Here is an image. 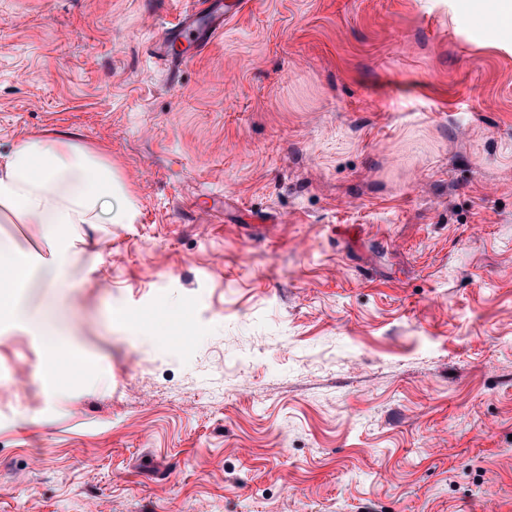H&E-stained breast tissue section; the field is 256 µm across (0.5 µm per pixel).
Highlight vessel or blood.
<instances>
[{"label":"vessel or blood","mask_w":512,"mask_h":512,"mask_svg":"<svg viewBox=\"0 0 512 512\" xmlns=\"http://www.w3.org/2000/svg\"><path fill=\"white\" fill-rule=\"evenodd\" d=\"M238 8L237 0H198L168 30L166 44L157 51L159 57L174 58L173 47L181 43L199 50L207 46L224 29V22Z\"/></svg>","instance_id":"vessel-or-blood-1"}]
</instances>
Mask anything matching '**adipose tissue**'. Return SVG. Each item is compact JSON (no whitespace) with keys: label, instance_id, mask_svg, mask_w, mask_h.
<instances>
[{"label":"adipose tissue","instance_id":"obj_1","mask_svg":"<svg viewBox=\"0 0 512 512\" xmlns=\"http://www.w3.org/2000/svg\"><path fill=\"white\" fill-rule=\"evenodd\" d=\"M137 214L111 161L76 141L25 138L0 159V222L36 225L44 243L36 252L0 249V267L9 268L15 284L44 268L51 287H64L78 255L73 227L131 224Z\"/></svg>","mask_w":512,"mask_h":512}]
</instances>
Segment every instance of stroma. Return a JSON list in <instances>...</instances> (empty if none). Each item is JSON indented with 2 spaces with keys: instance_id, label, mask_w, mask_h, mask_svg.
<instances>
[{
  "instance_id": "obj_1",
  "label": "stroma",
  "mask_w": 512,
  "mask_h": 512,
  "mask_svg": "<svg viewBox=\"0 0 512 512\" xmlns=\"http://www.w3.org/2000/svg\"><path fill=\"white\" fill-rule=\"evenodd\" d=\"M241 2L171 66L191 0H0V157L139 207L19 291L74 361L0 321V512H512L503 0Z\"/></svg>"
}]
</instances>
